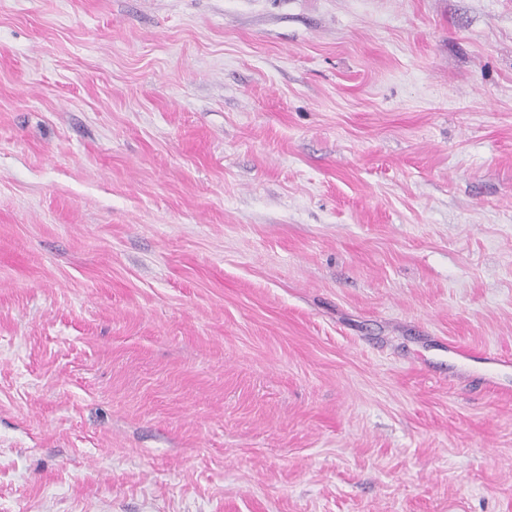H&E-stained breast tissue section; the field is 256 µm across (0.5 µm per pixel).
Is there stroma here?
Instances as JSON below:
<instances>
[{"instance_id":"obj_1","label":"stroma","mask_w":512,"mask_h":512,"mask_svg":"<svg viewBox=\"0 0 512 512\" xmlns=\"http://www.w3.org/2000/svg\"><path fill=\"white\" fill-rule=\"evenodd\" d=\"M512 0H0V512H512Z\"/></svg>"}]
</instances>
